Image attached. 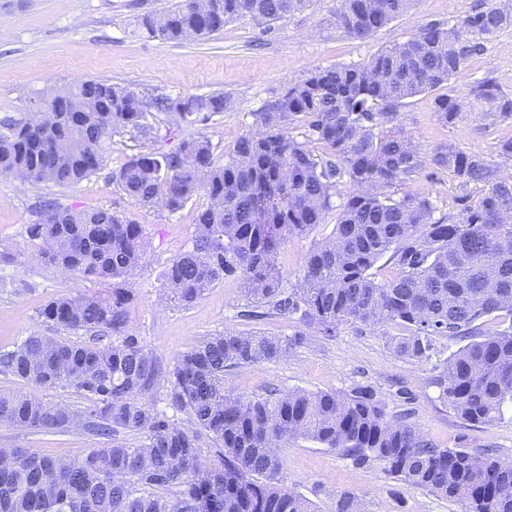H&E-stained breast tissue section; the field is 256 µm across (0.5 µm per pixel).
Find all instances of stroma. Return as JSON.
I'll use <instances>...</instances> for the list:
<instances>
[{
  "instance_id": "1",
  "label": "stroma",
  "mask_w": 512,
  "mask_h": 512,
  "mask_svg": "<svg viewBox=\"0 0 512 512\" xmlns=\"http://www.w3.org/2000/svg\"><path fill=\"white\" fill-rule=\"evenodd\" d=\"M174 0H0V122L28 116L38 99L86 79H109L142 93L158 90L173 98L221 93L233 103L230 111L199 113L195 123L163 126L156 148L173 151L183 140L204 136L212 144L216 163H223L259 110L275 94L304 78L317 66L367 61L396 41H403L430 20L457 19L477 0H416L414 7L366 39H355L338 28L336 0H313L310 7L261 31L243 17L207 37L182 41L145 39L135 31L138 16L160 12ZM486 76L494 77L512 94V28L501 33L484 54L472 59L456 88H466ZM433 97L425 93L400 109L397 120L413 135L421 153L431 156L439 145L459 148L492 159L500 141L512 138V119L486 126L475 112L454 124L437 121ZM147 142L114 136L105 165L96 175L68 188L50 183H20L0 175V252L11 263H0V354L14 350L32 331L91 344L83 330L58 332L41 322L38 311L49 301L79 291L100 290V283L64 274L44 265L26 235L27 224L39 217L43 200L54 198L77 209L109 208L142 224L147 241L145 262L132 277L135 302L129 326L141 344L171 363L211 334L231 328L290 336L297 323L268 316L243 317L241 282L225 278L189 306L162 298V272L191 247L197 210L208 199L199 194L179 212L135 204L111 179ZM411 189L429 194L438 214H457L458 194L447 174L426 166L413 176ZM335 224L327 215L304 237L288 243L280 254L284 287L296 283L304 256L325 240ZM428 365L395 358L381 331L345 328L332 340L310 337L288 358L226 371L224 386L252 396L310 392H350L372 387L390 413L409 414L411 422L441 447L462 443L491 447L512 458V408L489 426L464 421L441 399L430 383ZM97 439L80 428L64 433L0 425V448L19 446L58 458L88 453ZM282 480L307 498L314 512H336V499L345 491L357 494L364 512H460L458 504L412 488L378 467H361L311 441L283 448Z\"/></svg>"
}]
</instances>
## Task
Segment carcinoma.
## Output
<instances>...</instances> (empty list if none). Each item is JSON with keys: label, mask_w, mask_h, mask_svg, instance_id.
I'll use <instances>...</instances> for the list:
<instances>
[{"label": "carcinoma", "mask_w": 512, "mask_h": 512, "mask_svg": "<svg viewBox=\"0 0 512 512\" xmlns=\"http://www.w3.org/2000/svg\"><path fill=\"white\" fill-rule=\"evenodd\" d=\"M199 0L138 18L148 38L201 36L249 16L265 30L304 10L309 0ZM336 25L366 39L407 13L414 0H337ZM512 27V0H481L462 18L430 20L419 32L366 62L315 67L251 113L249 129L218 165L203 137L172 152L147 150L112 174L143 207L178 212L199 192L208 204L195 215L189 250L173 258L164 286L184 306L217 282L236 277L245 316L294 321L329 339L346 327L383 330L398 359L432 364L431 383L465 421L490 425L512 405V139L497 159L443 146L426 159L397 122L407 100L432 93L437 120L465 112L496 122L512 116V96L486 76L468 93L451 86L474 57ZM82 105L78 120L62 101ZM232 108L223 94L146 96L109 80L90 79L40 101V111L4 123L0 175L59 187L97 174L115 134L158 138L167 124L198 112ZM323 147L317 154L313 145ZM451 176L462 194L454 217H435L433 201L407 189L426 163ZM352 190L340 205L341 182ZM336 210L332 235L306 254L297 282L282 285L279 256ZM28 239L48 266L104 283L105 289L61 296L39 312L63 330L110 336L98 346L33 332L0 355V369L47 389L71 388L82 408L0 392V424L43 432L72 429L75 415L100 446L62 467L53 457L17 448L0 472V512H314L309 500L281 483L282 448L316 442L359 466L377 465L406 485L460 505L461 512H512V459L493 448H442L405 414L390 415L376 393L293 390L243 396L224 388V372L276 362L300 347L292 336L226 329L208 336L171 365L129 329L135 300L130 278L146 255L141 225L110 208L76 210L42 204ZM397 267L380 279L384 256ZM499 328L491 329L489 325ZM397 333H391V330ZM461 346L440 359L439 340ZM186 414L181 425L159 414L150 398ZM121 433L144 435L137 446ZM215 462L204 466L205 453ZM336 512H361L343 492Z\"/></svg>", "instance_id": "carcinoma-1"}]
</instances>
